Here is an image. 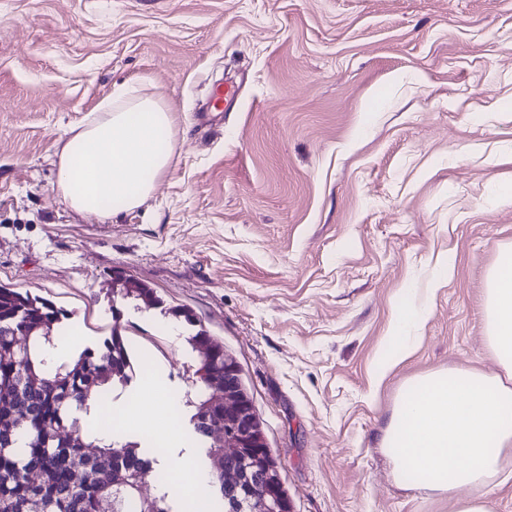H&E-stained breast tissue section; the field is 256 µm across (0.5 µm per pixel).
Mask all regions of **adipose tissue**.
<instances>
[{"label":"adipose tissue","mask_w":512,"mask_h":512,"mask_svg":"<svg viewBox=\"0 0 512 512\" xmlns=\"http://www.w3.org/2000/svg\"><path fill=\"white\" fill-rule=\"evenodd\" d=\"M174 112L140 88L123 85L98 115L71 129L62 145L57 184L66 204L101 218L141 206L173 159ZM485 339L501 371L449 368L400 386L381 440L397 481L445 495L452 512H487L491 494L512 476V248L503 249L485 290ZM428 309L413 293L376 359L387 375L409 355L408 329L423 328Z\"/></svg>","instance_id":"obj_1"}]
</instances>
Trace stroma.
<instances>
[{"label":"stroma","mask_w":512,"mask_h":512,"mask_svg":"<svg viewBox=\"0 0 512 512\" xmlns=\"http://www.w3.org/2000/svg\"><path fill=\"white\" fill-rule=\"evenodd\" d=\"M218 83L238 97L206 111ZM123 84L178 131L152 196L104 221L62 200L58 152ZM510 244L512 0H0V286L64 309L78 348L120 327L133 375L80 422L156 468L206 460L185 404L202 331L240 366L292 512H449L393 480L383 428L412 376L499 373L484 295ZM116 274L155 304L113 298ZM405 288L429 317L381 379Z\"/></svg>","instance_id":"1"}]
</instances>
